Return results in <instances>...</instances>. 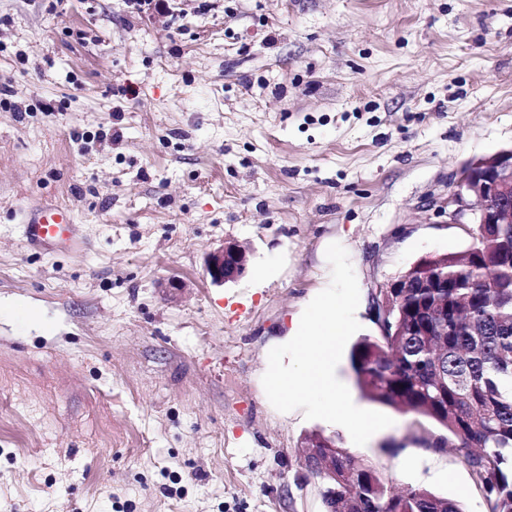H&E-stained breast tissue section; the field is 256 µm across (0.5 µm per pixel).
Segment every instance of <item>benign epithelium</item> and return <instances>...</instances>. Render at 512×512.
<instances>
[{"instance_id":"benign-epithelium-1","label":"benign epithelium","mask_w":512,"mask_h":512,"mask_svg":"<svg viewBox=\"0 0 512 512\" xmlns=\"http://www.w3.org/2000/svg\"><path fill=\"white\" fill-rule=\"evenodd\" d=\"M450 224L512 223V148L471 160L448 194ZM250 261L249 252L226 242L206 258V274L215 285L241 277Z\"/></svg>"}]
</instances>
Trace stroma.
Returning a JSON list of instances; mask_svg holds the SVG:
<instances>
[{"instance_id": "1", "label": "stroma", "mask_w": 512, "mask_h": 512, "mask_svg": "<svg viewBox=\"0 0 512 512\" xmlns=\"http://www.w3.org/2000/svg\"><path fill=\"white\" fill-rule=\"evenodd\" d=\"M163 3L0 0V512H323L313 433L487 512L453 452L412 444L438 426L369 400L348 359L354 404L393 420L363 446L261 378L329 244L364 336L381 288L469 248L448 185L512 145V0ZM46 202L67 240L29 246ZM228 241L250 262L215 285ZM22 223L30 244L49 245L66 235L73 215L68 208L47 203L26 211ZM250 261L249 252L235 242H225L210 252L206 258L205 270L215 285H223L241 277ZM211 265H215L212 270Z\"/></svg>"}]
</instances>
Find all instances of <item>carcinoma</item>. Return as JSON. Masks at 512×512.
Here are the masks:
<instances>
[{"label":"carcinoma","instance_id":"obj_1","mask_svg":"<svg viewBox=\"0 0 512 512\" xmlns=\"http://www.w3.org/2000/svg\"><path fill=\"white\" fill-rule=\"evenodd\" d=\"M376 336L349 352L358 388L372 401L428 418L443 433L413 436L451 449L468 467L488 512H512V224H480L468 250L421 260L373 300ZM306 448L325 512H462L427 489L397 492L373 465L331 436Z\"/></svg>","mask_w":512,"mask_h":512}]
</instances>
